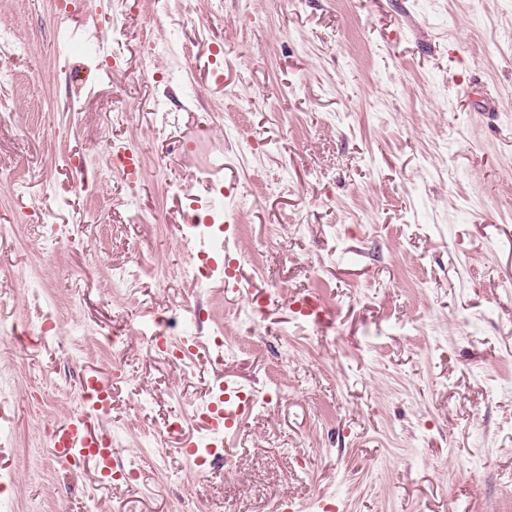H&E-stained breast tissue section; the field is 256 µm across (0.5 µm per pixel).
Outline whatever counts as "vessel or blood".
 Returning <instances> with one entry per match:
<instances>
[{
    "mask_svg": "<svg viewBox=\"0 0 512 512\" xmlns=\"http://www.w3.org/2000/svg\"><path fill=\"white\" fill-rule=\"evenodd\" d=\"M81 393L88 405L90 415H103L107 412L109 400L108 383L95 375L84 376L81 381ZM253 398L225 382L223 396L211 401L201 412L200 419L211 430L232 432L248 413ZM89 417L66 422L57 426L56 438L51 443L53 455L68 462L97 460L102 470H110L116 460L107 442L111 435L101 428L91 425Z\"/></svg>",
    "mask_w": 512,
    "mask_h": 512,
    "instance_id": "vessel-or-blood-1",
    "label": "vessel or blood"
}]
</instances>
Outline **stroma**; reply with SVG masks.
I'll list each match as a JSON object with an SVG mask.
<instances>
[{
    "instance_id": "1",
    "label": "stroma",
    "mask_w": 512,
    "mask_h": 512,
    "mask_svg": "<svg viewBox=\"0 0 512 512\" xmlns=\"http://www.w3.org/2000/svg\"><path fill=\"white\" fill-rule=\"evenodd\" d=\"M3 32L0 512H179L188 486L202 512H512V0H138L118 33L110 0H0ZM107 131L139 146L133 183ZM193 205L235 233L201 241ZM205 245L238 291L185 276ZM315 291L318 326L289 307ZM200 307L223 355L150 351ZM89 372L134 482L47 462ZM226 380L256 401L203 477L158 432L206 437L187 411ZM172 328L171 323H167L164 328L150 337V342L156 352L167 358L182 360L187 356V353H184L182 345H175L170 341V330Z\"/></svg>"
}]
</instances>
